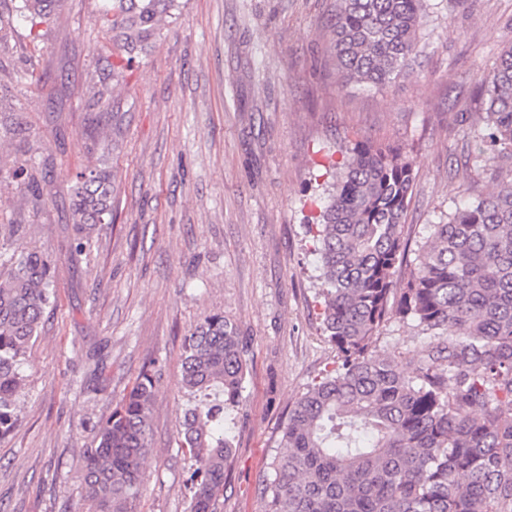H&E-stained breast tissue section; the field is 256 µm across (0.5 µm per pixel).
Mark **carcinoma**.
<instances>
[{
    "label": "carcinoma",
    "mask_w": 512,
    "mask_h": 512,
    "mask_svg": "<svg viewBox=\"0 0 512 512\" xmlns=\"http://www.w3.org/2000/svg\"><path fill=\"white\" fill-rule=\"evenodd\" d=\"M177 0H101L112 42L147 48ZM425 0H339L330 51L342 76L381 90L411 73ZM60 0H17L33 44ZM485 126L475 162L512 161V47L481 78ZM501 185L429 225L415 266L398 278L418 174L407 151L357 142L327 185L307 233L320 259L318 313L338 365L315 380L281 429L264 479L265 512H512V167ZM111 174L77 176L72 255L112 217ZM55 268L39 250L0 252V437L17 426L23 361L55 301ZM411 321L427 337L405 373L374 349L380 327ZM247 359L222 314L191 328L181 355L188 396L177 444L192 462L191 512H220ZM160 369L141 371L85 450L95 512H133L149 451Z\"/></svg>",
    "instance_id": "carcinoma-1"
}]
</instances>
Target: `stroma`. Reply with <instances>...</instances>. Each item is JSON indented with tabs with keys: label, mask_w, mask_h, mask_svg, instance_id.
Segmentation results:
<instances>
[{
	"label": "stroma",
	"mask_w": 512,
	"mask_h": 512,
	"mask_svg": "<svg viewBox=\"0 0 512 512\" xmlns=\"http://www.w3.org/2000/svg\"><path fill=\"white\" fill-rule=\"evenodd\" d=\"M98 3L61 0L35 46L13 0H0V225H23L20 246L56 267L18 425L0 439V512H90L84 450L154 360L162 374L134 510L190 512L181 353L213 313L237 323L249 369L228 423L222 512H262L280 427L337 362L305 230L325 200L316 178L355 142L405 146L420 162L405 218L414 241L462 197L491 190L472 162V123L481 73L512 47V0H428L413 74L380 92L336 70V0H177L172 22L117 72ZM88 166L114 177V221L75 260L71 190ZM19 169L41 199L18 192ZM376 348L404 370L423 343L390 321Z\"/></svg>",
	"instance_id": "35a3bbf8"
}]
</instances>
